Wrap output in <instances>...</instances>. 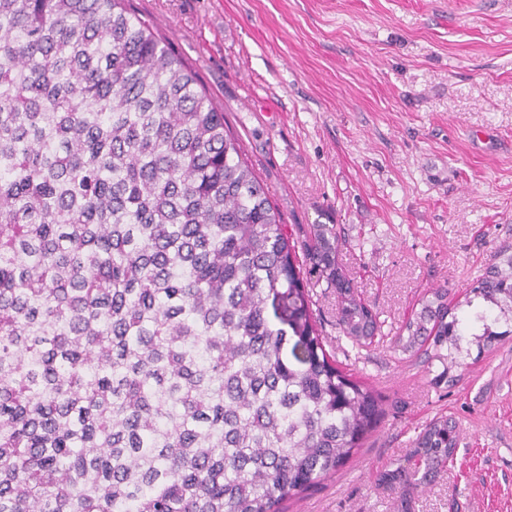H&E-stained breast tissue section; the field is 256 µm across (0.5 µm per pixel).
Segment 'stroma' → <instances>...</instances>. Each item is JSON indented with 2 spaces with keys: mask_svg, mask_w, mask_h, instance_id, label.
Here are the masks:
<instances>
[{
  "mask_svg": "<svg viewBox=\"0 0 512 512\" xmlns=\"http://www.w3.org/2000/svg\"><path fill=\"white\" fill-rule=\"evenodd\" d=\"M242 141L295 241L343 230L338 259L382 338L352 348L334 292L313 312L386 415L286 512H401L380 471L440 413L448 471L411 512H512V336L464 357L453 384L390 338L426 291L463 298L512 244V0H131Z\"/></svg>",
  "mask_w": 512,
  "mask_h": 512,
  "instance_id": "obj_1",
  "label": "stroma"
}]
</instances>
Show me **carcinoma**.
<instances>
[{
	"instance_id": "1",
	"label": "carcinoma",
	"mask_w": 512,
	"mask_h": 512,
	"mask_svg": "<svg viewBox=\"0 0 512 512\" xmlns=\"http://www.w3.org/2000/svg\"><path fill=\"white\" fill-rule=\"evenodd\" d=\"M339 244L318 224L298 260L224 113L126 0H0V512H283L343 468L384 408L310 308L332 288L353 347L381 331ZM500 323L512 245L393 344L442 382ZM458 441L435 416L380 480L416 488Z\"/></svg>"
}]
</instances>
